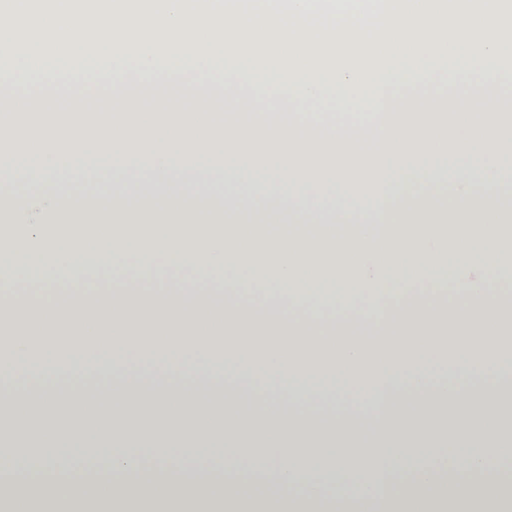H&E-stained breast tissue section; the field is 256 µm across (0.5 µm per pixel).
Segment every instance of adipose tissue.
<instances>
[{
	"instance_id": "adipose-tissue-1",
	"label": "adipose tissue",
	"mask_w": 512,
	"mask_h": 512,
	"mask_svg": "<svg viewBox=\"0 0 512 512\" xmlns=\"http://www.w3.org/2000/svg\"><path fill=\"white\" fill-rule=\"evenodd\" d=\"M38 121L23 164L0 165V348L21 347L17 371L77 366L92 351L110 369L213 367L247 385L276 383L312 407L329 390L364 400L370 443L349 419L331 426L240 411L159 390L96 401L55 396L7 405L14 432L40 417L47 452L33 491L0 487V512H512V427L504 401L474 391L500 366L512 298L487 282L512 260V161L482 149L484 169L454 181L408 152L319 159L252 147L98 141L83 113L0 108V143ZM136 152L145 173L112 166L92 177L69 167L75 150ZM239 164L276 171L282 196ZM337 197L328 200L326 187ZM54 214L59 231L42 223ZM178 269L155 288L147 267ZM122 265L108 295L61 291L89 263ZM250 270L203 293L215 271ZM42 276L45 286L23 289ZM453 287L440 288L442 276ZM413 400V411L399 410ZM81 448L97 478L80 494L46 479ZM480 475L483 487L462 492Z\"/></svg>"
}]
</instances>
